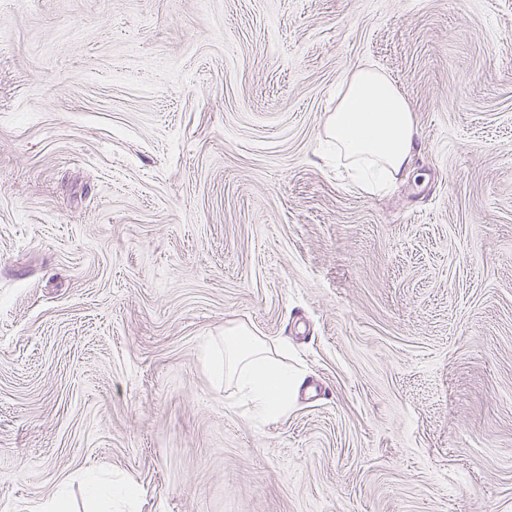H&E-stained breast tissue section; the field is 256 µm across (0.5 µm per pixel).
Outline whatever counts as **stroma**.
Wrapping results in <instances>:
<instances>
[{"label":"stroma","mask_w":512,"mask_h":512,"mask_svg":"<svg viewBox=\"0 0 512 512\" xmlns=\"http://www.w3.org/2000/svg\"><path fill=\"white\" fill-rule=\"evenodd\" d=\"M371 66L412 170L324 125ZM229 326L288 344L254 417ZM512 512V0H0V512ZM337 98L325 134L353 170L368 169L362 186H388L411 168L418 132L407 100L387 77L356 69L340 81ZM224 335V351L210 353L215 380H229L257 414L278 417L285 413L294 376L276 356L287 347L269 352L258 336L242 327L227 329ZM85 493L87 499L97 510L93 512H112L105 510L111 507L114 501L131 504L137 500V492L131 484L103 483L94 472H90L85 477Z\"/></svg>","instance_id":"obj_1"}]
</instances>
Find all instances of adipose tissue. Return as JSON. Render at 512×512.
Listing matches in <instances>:
<instances>
[{
    "instance_id": "ef3b65f1",
    "label": "adipose tissue",
    "mask_w": 512,
    "mask_h": 512,
    "mask_svg": "<svg viewBox=\"0 0 512 512\" xmlns=\"http://www.w3.org/2000/svg\"><path fill=\"white\" fill-rule=\"evenodd\" d=\"M337 96L325 134L353 169L364 170L362 186H387L411 168L418 132L407 100L387 77L369 68L354 70L340 81ZM210 357L215 380L230 381L255 413L277 417L287 411L294 377L259 337L242 327L227 329L223 349ZM85 493L96 512L137 500L131 484L105 483L92 473Z\"/></svg>"
}]
</instances>
